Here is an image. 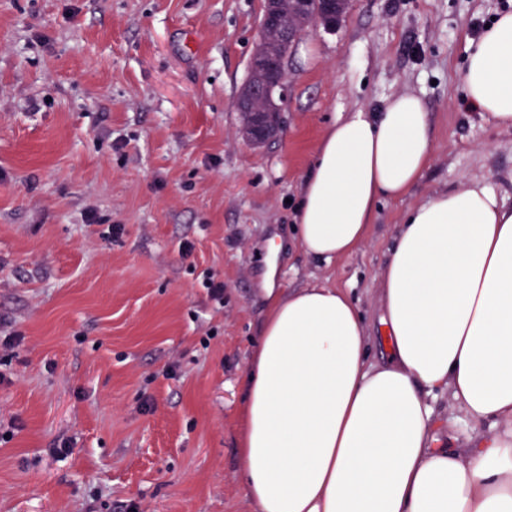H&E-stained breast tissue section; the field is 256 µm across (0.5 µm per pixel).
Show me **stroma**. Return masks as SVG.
I'll use <instances>...</instances> for the list:
<instances>
[{
  "mask_svg": "<svg viewBox=\"0 0 512 512\" xmlns=\"http://www.w3.org/2000/svg\"><path fill=\"white\" fill-rule=\"evenodd\" d=\"M505 10L352 0L289 54L280 128L256 147L236 99L263 0H0V323L23 338L0 385V512H255L239 447L260 286L273 268L287 292L346 290L385 361L379 274L404 212L477 180L512 201V130L462 84ZM405 92L435 142L421 181L379 202L351 256L306 254L294 202L323 130ZM429 402L439 448L506 427Z\"/></svg>",
  "mask_w": 512,
  "mask_h": 512,
  "instance_id": "obj_1",
  "label": "stroma"
}]
</instances>
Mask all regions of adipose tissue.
<instances>
[{"label": "adipose tissue", "instance_id": "obj_1", "mask_svg": "<svg viewBox=\"0 0 512 512\" xmlns=\"http://www.w3.org/2000/svg\"><path fill=\"white\" fill-rule=\"evenodd\" d=\"M464 92L512 129V12L468 43ZM433 151L411 93L334 120L302 184L298 245L350 256ZM380 292L388 360L374 365L345 290L268 289L241 409L245 496L257 512H512V430L434 447L428 401L445 390L473 422L512 419V205L475 181L409 209Z\"/></svg>", "mask_w": 512, "mask_h": 512}]
</instances>
